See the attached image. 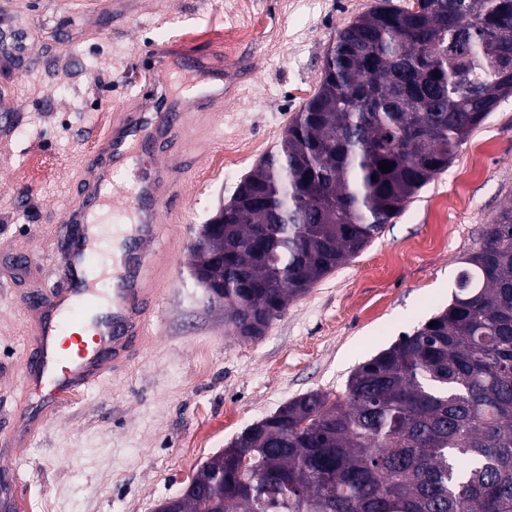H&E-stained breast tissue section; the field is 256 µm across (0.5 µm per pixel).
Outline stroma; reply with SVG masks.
I'll use <instances>...</instances> for the list:
<instances>
[{"mask_svg":"<svg viewBox=\"0 0 512 512\" xmlns=\"http://www.w3.org/2000/svg\"><path fill=\"white\" fill-rule=\"evenodd\" d=\"M377 0H0V434L23 405L29 289L56 288L55 237L113 113L138 99L147 48L219 49L250 73L220 112L193 115L195 170L165 217L147 274L161 303L144 346L105 386L62 405L19 461L31 512H155L249 425L310 392L343 396L351 371L445 308L486 224L512 205V96L447 171L347 264L255 339L190 273L189 246L315 93L337 32ZM248 29L228 45L224 30ZM259 152L230 174L227 142ZM423 251L405 256L410 243Z\"/></svg>","mask_w":512,"mask_h":512,"instance_id":"obj_1","label":"stroma"}]
</instances>
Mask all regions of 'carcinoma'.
Listing matches in <instances>:
<instances>
[{"instance_id": "cac0c4a2", "label": "carcinoma", "mask_w": 512, "mask_h": 512, "mask_svg": "<svg viewBox=\"0 0 512 512\" xmlns=\"http://www.w3.org/2000/svg\"><path fill=\"white\" fill-rule=\"evenodd\" d=\"M505 43L512 0H380L338 31L317 91L222 206L224 234L191 250L224 284L226 333L263 335L448 168L512 95ZM433 320L343 399L308 393L245 428L179 512H512V206Z\"/></svg>"}]
</instances>
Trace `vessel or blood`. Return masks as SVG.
I'll use <instances>...</instances> for the list:
<instances>
[{"label": "vessel or blood", "instance_id": "obj_1", "mask_svg": "<svg viewBox=\"0 0 512 512\" xmlns=\"http://www.w3.org/2000/svg\"><path fill=\"white\" fill-rule=\"evenodd\" d=\"M178 51L170 43L153 45L154 63L144 72L146 104L119 113L100 138L102 160L89 171L78 203L62 219L65 232L59 242L67 285L35 294L30 301V348L21 363L26 402L12 429L0 436V512H29L19 489L16 460L69 397L102 387L129 363V343L146 335L158 305V289L144 277L146 248L163 222L164 204L179 192L191 170L182 156L167 151L164 142L189 127L192 112L224 108L220 91L193 105L172 94L165 75ZM192 71L207 81L221 80L224 58L219 51L208 50ZM140 147L152 150L153 167L137 170L132 190L113 186V172ZM104 208L123 218L122 231L132 248L113 259L111 266H100L94 279L89 268L98 235L92 217ZM100 278L110 281L108 292L97 288Z\"/></svg>", "mask_w": 512, "mask_h": 512}]
</instances>
